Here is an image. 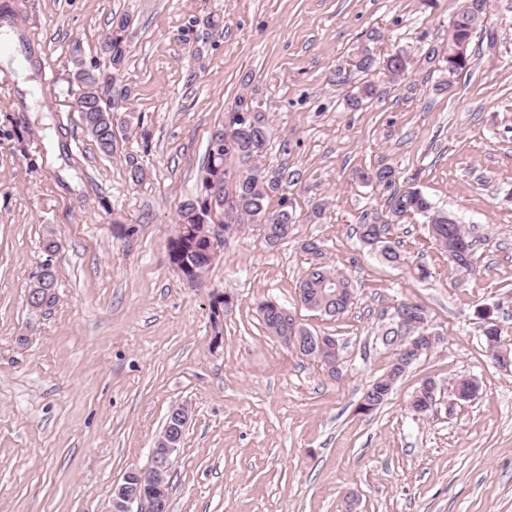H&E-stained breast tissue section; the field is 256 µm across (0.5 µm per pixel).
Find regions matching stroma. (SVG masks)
I'll use <instances>...</instances> for the list:
<instances>
[{
	"label": "stroma",
	"mask_w": 512,
	"mask_h": 512,
	"mask_svg": "<svg viewBox=\"0 0 512 512\" xmlns=\"http://www.w3.org/2000/svg\"><path fill=\"white\" fill-rule=\"evenodd\" d=\"M10 2L57 82L50 109L29 92L33 69L0 64V84L20 90L0 93V512H109L115 484L150 467L184 404L170 512H512V369L492 364L481 336L493 319L512 348V0H493L469 66L443 92L424 56L446 45L460 0ZM120 14L131 25L115 69L102 42ZM365 47L407 51L416 65L351 110ZM78 62L131 120L112 154L75 107ZM242 95L270 126L265 175H299L286 189L295 222L274 247L252 224L225 235L192 286L169 260L177 210L197 195L210 136ZM384 166L474 233V271L451 268L419 217L392 227L403 265L362 245L355 227L387 215L390 192L357 174ZM311 242L353 282L341 317L299 302ZM47 260L56 300L36 312L28 288ZM417 264L427 280L411 274ZM216 294L232 302L218 347ZM265 299L336 338L338 378L268 335ZM402 301L444 339L380 408L359 413L392 361L382 314ZM461 376L478 396L453 406ZM427 380L438 403L418 415L408 400Z\"/></svg>",
	"instance_id": "obj_1"
}]
</instances>
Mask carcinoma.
<instances>
[{"mask_svg": "<svg viewBox=\"0 0 512 512\" xmlns=\"http://www.w3.org/2000/svg\"><path fill=\"white\" fill-rule=\"evenodd\" d=\"M489 0H462L458 12L453 16L448 27V55L440 53V47H430L425 55L428 62L439 64L442 79L438 89L446 90L452 86L456 77L469 65L470 54L457 59L456 49L469 46L473 34L483 29L480 20L487 17ZM131 19L123 14L112 19V33L103 43L105 53L112 57V65H121L126 54V36ZM413 66V59L403 53L392 54L383 61H377L369 49L361 51L356 67L361 72L376 70L388 81L394 82ZM73 79L81 90L83 100L87 102L82 118L87 134L105 153H112L116 141L114 126H128L122 118L113 119L112 103H106L100 96V77L92 71L75 64ZM249 114L247 123H242L240 114ZM229 129L235 131L234 143L229 146H207L206 163L203 168L198 194L193 199L184 201L178 210L174 238L177 239L178 259L189 264L200 278L211 265L210 252L212 243L208 236V225H224V232L239 231L247 222L259 223L265 241L275 246L288 238L293 224V212L289 210L288 198H280L279 208L270 210L267 200L279 191L281 181L294 180V174L283 177L278 173L273 179L261 175L258 163L262 158L268 141V128L263 115L249 110L247 98L238 99V108L233 112ZM362 179L374 181L391 187L394 184L393 171L389 167L380 168L372 173H365ZM387 207L391 219L401 220L410 215H421L430 219L433 228L431 237L448 257V262L458 268L473 264L474 244L464 225L433 211V203L414 186L394 189ZM391 231V223L361 224L357 233L360 239L386 237ZM48 270L45 279L34 276L33 288L29 289L28 304L31 308L48 307L55 302L51 293L35 300L34 289L56 288V275L53 265L44 263ZM315 272L311 275L302 273L299 291L307 300L318 307L316 313L330 318L339 317L348 311L351 303L350 292L353 291L350 279L324 262L312 265ZM268 302L258 306L264 327L268 335L276 338L280 344L303 356L305 337L311 332L294 322L286 314V308L279 311L265 309ZM483 336L487 350L491 353L501 351V329L490 322L484 326ZM393 385L388 378L381 376L368 387L369 395L361 398L359 410L365 414L375 410L391 394ZM435 397L417 391L410 400L411 409L420 414L432 411Z\"/></svg>", "mask_w": 512, "mask_h": 512, "instance_id": "1", "label": "carcinoma"}]
</instances>
